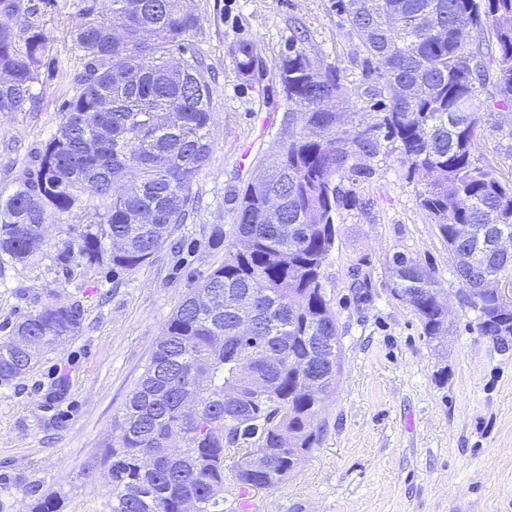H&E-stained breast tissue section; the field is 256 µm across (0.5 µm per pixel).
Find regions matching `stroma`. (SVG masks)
Here are the masks:
<instances>
[{
	"instance_id": "stroma-1",
	"label": "stroma",
	"mask_w": 512,
	"mask_h": 512,
	"mask_svg": "<svg viewBox=\"0 0 512 512\" xmlns=\"http://www.w3.org/2000/svg\"><path fill=\"white\" fill-rule=\"evenodd\" d=\"M336 0H195L188 36L217 89L211 154L198 174L195 211L165 247L130 271L63 261L75 218L61 216L47 244L20 264L0 258V339L9 324L58 299L79 303L81 331L26 376L0 384V512H28L24 491L60 500L62 512H108L96 465L168 317L224 262L212 229L232 231L237 191L261 172L281 139L288 102L277 69L294 32L322 71L337 76L357 112H372L358 39ZM46 64L36 109L0 113V192L35 166L74 93L82 65L71 0L45 17ZM255 46L250 75L236 67L239 42ZM493 69L477 83V165L512 183V107L498 104ZM368 174L337 176L336 242L322 284L336 317L340 374L318 420L320 443L282 484L239 496L224 484V512H512V354L498 352L459 298L448 247L420 208L423 178H408L397 153L370 159ZM401 252L430 268L451 311L443 347L393 295L390 259ZM447 378H440V368Z\"/></svg>"
}]
</instances>
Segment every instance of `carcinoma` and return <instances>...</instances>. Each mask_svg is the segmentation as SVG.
<instances>
[{
    "label": "carcinoma",
    "instance_id": "carcinoma-1",
    "mask_svg": "<svg viewBox=\"0 0 512 512\" xmlns=\"http://www.w3.org/2000/svg\"><path fill=\"white\" fill-rule=\"evenodd\" d=\"M82 22L72 31L83 61L57 130L8 195L0 194V255L25 262L42 249L49 218L79 214L61 257L109 261L133 270L152 259L194 210L193 185L211 153L215 89L202 54L187 51L199 25L194 0H75ZM56 0H0L27 25L0 23V112L37 102L49 40L43 18ZM367 54L368 93L384 82L420 93L365 118L343 85L325 80L294 36L278 79L288 100L285 137L262 160L264 173L237 194L224 264L184 296L162 328L144 371L115 420L103 457L110 512H224V454L241 455L231 480L243 491L270 489L293 473L321 438L317 417L336 383V317L322 285L335 243V177L362 173L357 161L400 154L408 176L429 178L419 206L448 244L455 273L479 292L476 328L512 336V311L498 309L493 278L512 279V185L473 161L476 79L494 64L499 103L512 106V0H336ZM254 45H238L247 75ZM263 186L284 197L291 237L262 219ZM394 295L418 315L424 336L452 331L430 269L404 254L390 260ZM251 335L239 334L242 313ZM78 303H52L17 321L0 342V383L32 371L43 353L76 336ZM31 341L35 349H28ZM50 496L30 512H59Z\"/></svg>",
    "mask_w": 512,
    "mask_h": 512
}]
</instances>
